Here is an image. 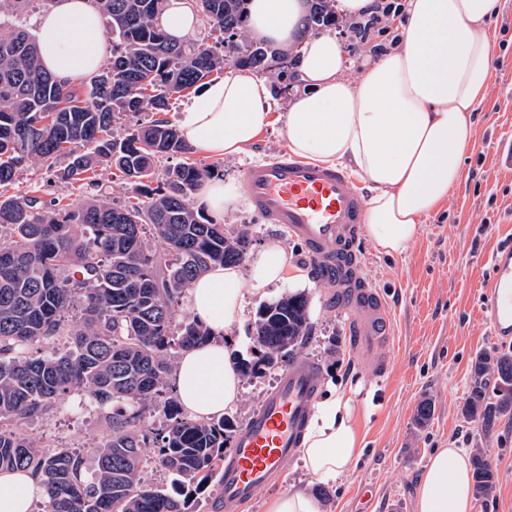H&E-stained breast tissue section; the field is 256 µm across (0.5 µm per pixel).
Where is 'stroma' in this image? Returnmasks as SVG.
<instances>
[{"mask_svg": "<svg viewBox=\"0 0 512 512\" xmlns=\"http://www.w3.org/2000/svg\"><path fill=\"white\" fill-rule=\"evenodd\" d=\"M488 27L493 71L486 96L471 117L459 185L424 220L405 253L387 255L372 240L364 242V274L389 304L394 321L385 347V374L371 373V355L354 349L347 316L328 288L314 281L304 290L312 339L295 358L317 363L322 382L359 385L361 455L327 485L313 482L301 460L290 461L282 479L258 491L243 512H266L268 500L296 487L316 495L325 512H415V489L430 454L451 442L469 453L480 448L488 454L495 474V488L487 498L491 512H512V415L487 430L462 413L476 354L498 347L480 318L479 295L494 252L512 239V0H497ZM263 77L276 102L273 125L240 156L216 161L195 155L200 166L215 167L225 182L237 186L247 161L288 147L285 114L296 81L275 69ZM65 165L62 159L32 161L22 170L16 191L34 190L43 200L59 198L70 207L81 206L89 192L64 187L59 174ZM223 224L229 233L248 231L255 252L269 241L282 243L296 266L313 272L299 242L287 240L245 205L225 212ZM425 398L432 402V413L421 428L415 414ZM108 413L74 391L57 412L17 427L16 433L52 448H81L91 457Z\"/></svg>", "mask_w": 512, "mask_h": 512, "instance_id": "35a3bbf8", "label": "stroma"}]
</instances>
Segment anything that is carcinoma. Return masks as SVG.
<instances>
[{
    "mask_svg": "<svg viewBox=\"0 0 512 512\" xmlns=\"http://www.w3.org/2000/svg\"><path fill=\"white\" fill-rule=\"evenodd\" d=\"M31 0H0V470L28 468L45 490V512H191L183 486L144 482L148 462L195 485L218 482L220 463L241 427L235 416L195 421L166 395L173 360L210 340L195 320L178 318L196 277L216 264L244 262L248 233L224 232L192 205L210 171L176 126L157 119L112 136V123L167 112L171 100L206 84L225 65L264 72L286 54L245 40L248 0H194L220 36L212 44L174 40L156 19L166 0H93L106 19L112 62L66 85L38 65L28 30L13 23ZM310 29L336 24V0H308ZM69 157L61 180L99 188L90 173L106 165L136 185L141 201L92 198L76 209L35 195H7L31 159ZM180 158L152 186L162 159ZM159 246L147 245V238ZM308 298L285 294L262 305L253 349L237 357L242 375L262 377L287 364L309 339ZM70 347H56L61 338ZM38 350H33V347ZM512 377V352H482L462 413L484 428L512 412V396L487 391L485 376ZM112 404L93 469L78 449L43 448L12 426L43 418L71 391ZM161 409L164 423H149ZM474 493L495 486L490 461L472 458Z\"/></svg>",
    "mask_w": 512,
    "mask_h": 512,
    "instance_id": "obj_1",
    "label": "carcinoma"
}]
</instances>
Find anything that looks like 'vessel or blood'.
I'll use <instances>...</instances> for the list:
<instances>
[{
	"instance_id": "vessel-or-blood-1",
	"label": "vessel or blood",
	"mask_w": 512,
	"mask_h": 512,
	"mask_svg": "<svg viewBox=\"0 0 512 512\" xmlns=\"http://www.w3.org/2000/svg\"><path fill=\"white\" fill-rule=\"evenodd\" d=\"M242 180L248 208L302 243L318 281L334 288L354 347L370 352L384 344L391 312L363 274L359 243L367 206L351 173L284 150L247 165ZM481 316L497 341L512 343V244L493 255ZM318 386V371L308 362L291 363L280 374L224 461L216 496L225 506L249 504L258 490L281 478L303 444Z\"/></svg>"
}]
</instances>
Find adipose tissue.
I'll list each match as a JSON object with an SVG mask.
<instances>
[{
    "label": "adipose tissue",
    "instance_id": "adipose-tissue-1",
    "mask_svg": "<svg viewBox=\"0 0 512 512\" xmlns=\"http://www.w3.org/2000/svg\"><path fill=\"white\" fill-rule=\"evenodd\" d=\"M495 6L496 0H408L398 44L352 81L335 35L306 31V0L248 4L252 38L296 50L299 89L286 114L289 149L316 163L353 166L370 191L365 231L385 254L406 252L422 220L462 179L471 114L492 71L487 21ZM158 23L180 40L198 27L199 16L192 0H167ZM104 31L92 0H55L37 20L41 67L68 83L92 75L111 53ZM274 104L265 79L238 69L196 94L177 127L208 157H235L272 124ZM238 199L236 187L220 180L202 182L195 193L197 205L217 221ZM282 284L297 290L309 278L274 240L247 267L216 265L190 283L186 307L214 340L183 351L175 364L173 389L189 417L218 419L238 406L242 378L228 332L243 318L247 293ZM356 415L354 390L329 387L301 448L314 481L334 482L360 455ZM471 475L466 452L434 449L418 481L416 512H474ZM41 496L30 472H0V512H31Z\"/></svg>",
    "mask_w": 512,
    "mask_h": 512
}]
</instances>
